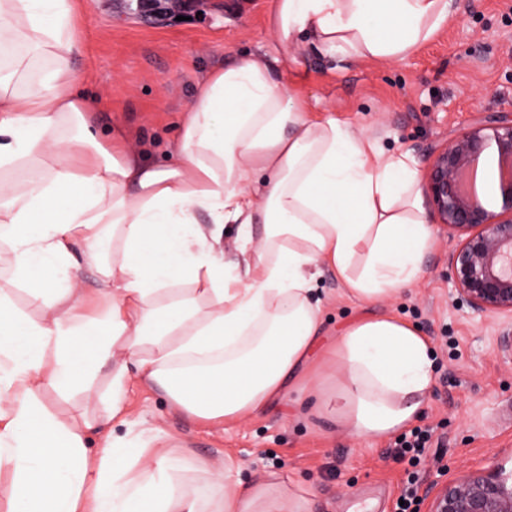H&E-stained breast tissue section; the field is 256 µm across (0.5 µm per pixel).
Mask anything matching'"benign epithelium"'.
<instances>
[{
	"label": "benign epithelium",
	"mask_w": 512,
	"mask_h": 512,
	"mask_svg": "<svg viewBox=\"0 0 512 512\" xmlns=\"http://www.w3.org/2000/svg\"><path fill=\"white\" fill-rule=\"evenodd\" d=\"M424 191L436 223L459 238L448 258L458 297L512 318V114L478 118L435 150ZM421 499L427 512H512V473L468 471Z\"/></svg>",
	"instance_id": "obj_1"
}]
</instances>
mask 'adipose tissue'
<instances>
[{
	"label": "adipose tissue",
	"mask_w": 512,
	"mask_h": 512,
	"mask_svg": "<svg viewBox=\"0 0 512 512\" xmlns=\"http://www.w3.org/2000/svg\"><path fill=\"white\" fill-rule=\"evenodd\" d=\"M76 0H0V471L6 512H305L273 473L187 458L161 434L114 436L131 379L171 408L240 423L289 397L373 442L408 427L432 381L430 343L393 314L322 343L312 284L383 302L422 273L435 240L415 162L310 117L262 55L211 70L165 164L90 132L78 88ZM454 0H275L289 46L351 62L397 60L430 42ZM209 226L201 228L200 214ZM238 254L217 257L225 225ZM99 274L95 317L82 268ZM38 311L13 301L19 286ZM104 409L50 410L91 393ZM98 436L100 449L87 441Z\"/></svg>",
	"instance_id": "obj_1"
}]
</instances>
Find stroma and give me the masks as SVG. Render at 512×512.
Returning <instances> with one entry per match:
<instances>
[{
  "instance_id": "35a3bbf8",
  "label": "stroma",
  "mask_w": 512,
  "mask_h": 512,
  "mask_svg": "<svg viewBox=\"0 0 512 512\" xmlns=\"http://www.w3.org/2000/svg\"><path fill=\"white\" fill-rule=\"evenodd\" d=\"M273 2L195 0L180 21L160 5L147 12L136 0H80L73 65L97 103L93 133L106 140L124 130L148 162H165L199 79L255 53L278 58L290 91L314 116L336 119L384 154L410 152L422 171L475 118L512 113V0H461L441 32L407 58L363 63L316 52L303 39L281 53L268 27ZM456 246L437 229L421 278L384 303L345 296L329 271L316 283L327 338L357 317L392 313L430 340L433 381L416 424L433 438L417 465L396 459L393 439L366 444L291 399L224 425L173 413L161 391L136 382L115 435L159 429L178 455L229 456L246 470L277 474L308 499L309 512H392L412 471L424 488L466 470H511L512 362L499 352L508 320L475 314L458 299L448 268Z\"/></svg>"
}]
</instances>
